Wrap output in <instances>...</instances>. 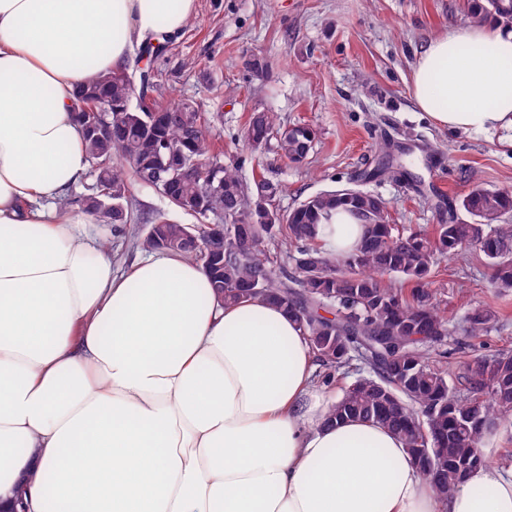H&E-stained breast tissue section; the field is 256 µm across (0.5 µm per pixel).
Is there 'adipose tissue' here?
Masks as SVG:
<instances>
[{
	"instance_id": "1",
	"label": "adipose tissue",
	"mask_w": 512,
	"mask_h": 512,
	"mask_svg": "<svg viewBox=\"0 0 512 512\" xmlns=\"http://www.w3.org/2000/svg\"><path fill=\"white\" fill-rule=\"evenodd\" d=\"M196 0H0V512H512V467L446 500L403 441L333 421L297 322L214 293L177 254L117 269L59 202L89 162L75 91ZM440 127L512 129V30L452 27L417 53Z\"/></svg>"
}]
</instances>
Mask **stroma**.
Instances as JSON below:
<instances>
[{
  "label": "stroma",
  "mask_w": 512,
  "mask_h": 512,
  "mask_svg": "<svg viewBox=\"0 0 512 512\" xmlns=\"http://www.w3.org/2000/svg\"><path fill=\"white\" fill-rule=\"evenodd\" d=\"M470 22L467 0H197L194 16L153 62L155 94L195 102L225 166L245 182L262 175L281 185L277 209L356 187L378 195L398 227L430 233L451 220L472 223L460 199L474 187L512 190L511 130L441 129L410 97L419 47ZM256 57L267 64L265 76L249 68ZM257 110L313 130L304 163L281 159L271 144L256 152L244 146L245 124ZM384 145L401 155L412 179L364 180ZM95 230L115 265L142 257L133 235L145 225L99 223ZM490 281L474 250L441 260L433 282L445 315L457 323L467 308L488 303L498 319L485 336L458 330L445 338L435 366L454 372L475 357L512 350V291L494 294Z\"/></svg>",
  "instance_id": "obj_1"
}]
</instances>
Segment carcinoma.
Here are the masks:
<instances>
[{
    "label": "carcinoma",
    "instance_id": "obj_1",
    "mask_svg": "<svg viewBox=\"0 0 512 512\" xmlns=\"http://www.w3.org/2000/svg\"><path fill=\"white\" fill-rule=\"evenodd\" d=\"M469 8L475 24L492 18L512 28V0H469ZM161 49L146 43L134 66L101 74L75 92L96 175L95 191L80 201L83 209L105 224L131 223L130 185L166 170L171 154L181 153L188 171L170 176L166 201L199 223L156 215L139 239L142 249L201 264L226 303L263 297L284 308L330 370L345 376L354 355L363 356L369 374L344 387L330 415L389 429L415 459L429 454L433 467L419 472L437 497L447 498L465 472L486 463L479 444L489 425L512 416V352L468 362L459 388L430 366L428 348L449 334L432 272L441 259L472 247L491 268L496 292L512 290V224L503 223L512 193L473 188L460 206L478 222L439 224L430 235L395 231L378 196L347 187L309 196L272 224L278 185L264 178L249 185L225 167L204 113L193 104L163 103L136 88V75L151 69ZM160 112L174 118L153 123ZM273 139L281 157L301 163L314 136L305 126H280L272 112L251 113L244 143L259 150ZM338 208L371 225L341 258L322 246L325 223ZM216 215L224 217L220 240L207 224ZM275 242L301 245L294 272L279 274L269 265L262 247ZM495 318L494 309L473 307L464 317L465 332L482 336Z\"/></svg>",
    "mask_w": 512,
    "mask_h": 512
}]
</instances>
